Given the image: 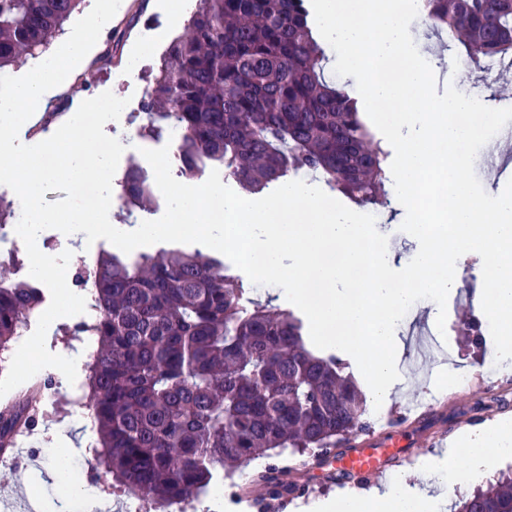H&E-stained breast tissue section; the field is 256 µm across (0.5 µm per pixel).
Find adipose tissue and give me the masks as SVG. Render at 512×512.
<instances>
[{
	"label": "adipose tissue",
	"mask_w": 512,
	"mask_h": 512,
	"mask_svg": "<svg viewBox=\"0 0 512 512\" xmlns=\"http://www.w3.org/2000/svg\"><path fill=\"white\" fill-rule=\"evenodd\" d=\"M491 453L498 456L512 454L511 422L479 432L462 447L451 449L452 464L448 470L434 476L437 493L423 490L417 495H408L403 478L398 477L381 488L342 494L325 504V512H444L446 493L458 482L479 479ZM52 455L53 478L56 486L66 494L65 504L76 501L82 505L84 512H96L99 502L95 493L79 479L74 465V449L56 448Z\"/></svg>",
	"instance_id": "1"
}]
</instances>
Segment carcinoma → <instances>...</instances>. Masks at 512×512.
Wrapping results in <instances>:
<instances>
[{"instance_id":"1","label":"carcinoma","mask_w":512,"mask_h":512,"mask_svg":"<svg viewBox=\"0 0 512 512\" xmlns=\"http://www.w3.org/2000/svg\"><path fill=\"white\" fill-rule=\"evenodd\" d=\"M81 0H0V69L43 52ZM307 0H197L185 35L167 47L142 111L144 139L179 132V173L224 168L248 195L320 174L361 207L386 203L387 153L358 99L325 74L326 52ZM429 30L448 34L472 69L512 61V0H425ZM129 209L154 202L136 163L120 179ZM93 288L97 337L89 388L97 462L125 490L154 503L193 501L224 473L287 449L328 452L373 433L347 363L317 353L304 323L272 310L253 288L200 251H104L77 276ZM28 279L0 281V348L42 303ZM28 391L0 413V434L28 413ZM286 466L252 482L280 500L297 491ZM454 512H512V473Z\"/></svg>"}]
</instances>
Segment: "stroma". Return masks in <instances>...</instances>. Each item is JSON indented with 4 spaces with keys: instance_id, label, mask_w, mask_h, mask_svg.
<instances>
[{
    "instance_id": "35a3bbf8",
    "label": "stroma",
    "mask_w": 512,
    "mask_h": 512,
    "mask_svg": "<svg viewBox=\"0 0 512 512\" xmlns=\"http://www.w3.org/2000/svg\"><path fill=\"white\" fill-rule=\"evenodd\" d=\"M170 12L166 9L145 8L137 23H130L128 12L114 18L110 28L119 43L114 48L115 58L111 68H100L91 62L83 78L63 92L67 112H76L82 101L110 91L127 99L118 120L107 122L104 130L112 134L127 133L137 136L136 125L130 124L131 113L139 111L149 86L151 72L171 42L169 31ZM473 81L481 90L484 101L493 108L512 107V70L502 71L500 65H489L473 74ZM468 278L472 283L466 292L451 288L447 302L445 340L425 366L426 378H419L409 367H402L405 378L402 392L393 395L383 404L379 414L369 415L374 433L367 437V444L384 448L393 444L408 449L410 455L392 470L393 475H406L409 487H416L418 478L437 472L448 465V450L462 443L466 434L478 432L507 420L512 422V373H496L494 343L485 348L472 349L459 341L457 320L463 309H470L475 317H482V265L477 256H470ZM81 316L62 318L48 331L46 346L52 353L62 356L91 355L97 346L93 336L78 334ZM462 369L471 376L465 388L453 387L449 375ZM40 382L55 385L53 396L42 397L31 424L23 426L29 434L32 455L22 462H0V497L13 499L19 512H38L39 507L54 501L58 490L51 478L53 467L51 447L58 438H76L74 416L89 409V400L72 402L67 379L45 371ZM442 387L443 395L430 401L429 392ZM505 395L511 405L507 408L491 406L476 411V399H490ZM77 468L84 484L97 492L104 506L101 512H130L127 492L119 490L110 472L95 465L90 445L76 448ZM291 469V478L308 486L304 496L290 500L287 512H320L319 506L340 495L339 487L332 485L329 477L336 470L335 459H317L314 453L284 451L281 455Z\"/></svg>"
}]
</instances>
